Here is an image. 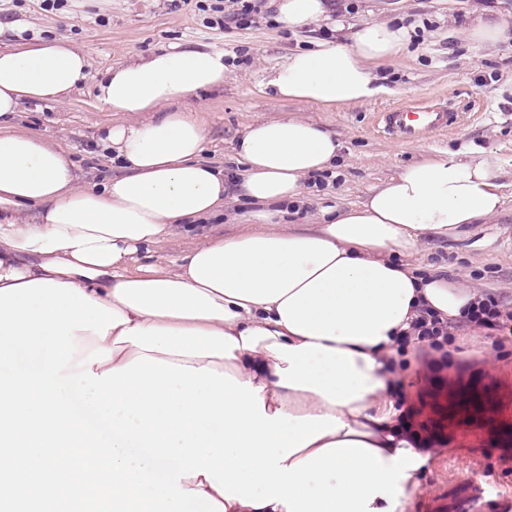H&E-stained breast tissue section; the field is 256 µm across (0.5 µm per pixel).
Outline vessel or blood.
<instances>
[{
	"mask_svg": "<svg viewBox=\"0 0 512 512\" xmlns=\"http://www.w3.org/2000/svg\"><path fill=\"white\" fill-rule=\"evenodd\" d=\"M460 120V113L432 105L397 106L379 117L386 133L404 140H416L432 132L451 129Z\"/></svg>",
	"mask_w": 512,
	"mask_h": 512,
	"instance_id": "vessel-or-blood-1",
	"label": "vessel or blood"
}]
</instances>
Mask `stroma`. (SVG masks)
Masks as SVG:
<instances>
[{"label": "stroma", "mask_w": 512, "mask_h": 512, "mask_svg": "<svg viewBox=\"0 0 512 512\" xmlns=\"http://www.w3.org/2000/svg\"><path fill=\"white\" fill-rule=\"evenodd\" d=\"M41 4L0 0V48L17 40L60 39L88 53L90 77L67 101L23 105L14 122L67 151L81 185L101 183L116 171L98 146L105 127L120 119L97 95L101 76L174 46L222 51L230 61L223 88L181 102L205 124L203 160L237 167L236 142L245 128L281 114L319 123L343 145L336 166L307 184L301 210L287 216V228L314 229L322 209L359 205L407 164L448 151L463 159L491 157L503 198L498 216L452 239L422 238L419 253L422 267L465 274L512 305V0H335L328 19L296 31L266 17L246 28L231 22L211 27L197 0L176 6L170 0H70L53 12ZM478 5L491 6L507 23L495 48L476 47L468 35ZM371 19L409 30L403 52L377 69L385 93L334 110L267 93V77L292 52L329 44L340 27ZM405 101L438 103L461 113L462 120L414 142L379 130L377 113ZM235 211L225 206L224 220L175 232L150 248L149 262L177 266L200 239L237 232ZM456 343L451 362L405 373L408 420L432 454L422 486L403 512H428L443 495L453 501L452 512H466L463 492L470 479L458 477L462 467L484 488L481 512H512V423L499 419L512 416V346L488 343L481 333L457 337Z\"/></svg>", "instance_id": "stroma-1"}]
</instances>
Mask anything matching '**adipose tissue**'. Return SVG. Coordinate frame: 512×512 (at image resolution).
<instances>
[{"mask_svg": "<svg viewBox=\"0 0 512 512\" xmlns=\"http://www.w3.org/2000/svg\"><path fill=\"white\" fill-rule=\"evenodd\" d=\"M273 6L291 29L329 11L326 0ZM408 39L405 27L368 21L348 40L292 53L266 86L278 100L361 104L381 92L374 64L399 55ZM89 66L86 53L60 40L0 50V288L50 279L123 314L106 338L78 334V358L112 351L92 364L95 373L146 354L251 382L270 415L340 418L341 429L296 459L344 440L385 461L401 449L429 458L391 397L397 341L419 303L457 319L478 292L463 277H419L409 259L422 236L454 237L499 213L490 161L447 153L408 164L358 206L326 208L316 229L285 232L275 219L298 208L306 177L332 168L341 145L306 119L261 120L236 147L250 205L240 230L201 240L177 269L142 267L140 248L224 213L231 182L222 166L201 160L206 128L179 103L223 87L229 69L223 53L172 48L107 73L99 99L141 118L112 123L101 140L122 174L82 187L68 153L17 131L13 118L23 103L67 97Z\"/></svg>", "mask_w": 512, "mask_h": 512, "instance_id": "obj_1", "label": "adipose tissue"}]
</instances>
